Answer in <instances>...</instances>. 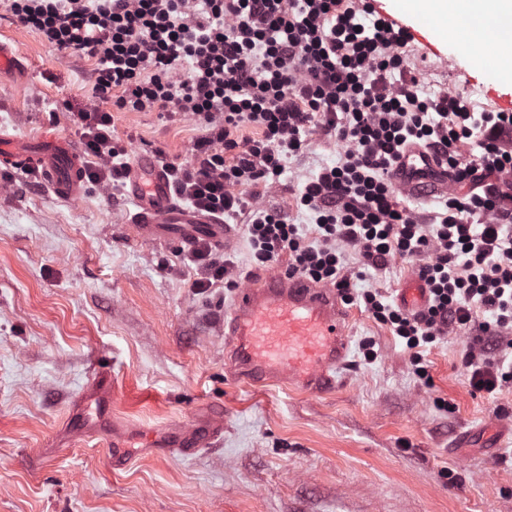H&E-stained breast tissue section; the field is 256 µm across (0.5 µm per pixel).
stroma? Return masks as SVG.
Here are the masks:
<instances>
[{
    "label": "stroma",
    "instance_id": "obj_1",
    "mask_svg": "<svg viewBox=\"0 0 512 512\" xmlns=\"http://www.w3.org/2000/svg\"><path fill=\"white\" fill-rule=\"evenodd\" d=\"M1 33L29 74L0 75V131L49 130L78 143L70 112L91 95L93 62L61 57L3 16ZM488 73L463 55L433 59L419 89L489 110ZM200 133L190 118L115 115L132 157L161 150L188 160ZM342 151L313 134L263 205L309 225L295 198ZM132 211L123 188L88 183L65 199L31 172L0 167V512H512V386L493 395L469 386L473 330L424 352V380L389 327L353 303L349 364L332 391L236 381L224 352L231 290L196 293L187 248L137 237ZM343 264L393 302L420 260L396 256L376 270L348 247ZM96 364L111 371L112 415L129 428L205 422L218 408L221 442L192 455L138 443L120 470L105 437L54 446Z\"/></svg>",
    "mask_w": 512,
    "mask_h": 512
}]
</instances>
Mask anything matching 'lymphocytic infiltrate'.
<instances>
[{
	"instance_id": "obj_1",
	"label": "lymphocytic infiltrate",
	"mask_w": 512,
	"mask_h": 512,
	"mask_svg": "<svg viewBox=\"0 0 512 512\" xmlns=\"http://www.w3.org/2000/svg\"><path fill=\"white\" fill-rule=\"evenodd\" d=\"M0 11L64 57L94 59L91 100L72 114L87 163L83 179L116 186L127 149L116 112H154L202 128L190 158L159 154L180 199L248 228L251 256L338 288L342 247L367 266L423 257L427 306L407 314L376 291L364 306L405 342L416 373L420 348L454 328L476 326L465 357L475 391L512 385V112L475 111L463 95H422L406 33L371 0H0ZM345 146L339 164L307 178L296 199L312 215L317 245L281 210L261 205L311 132ZM476 149L464 161L459 145ZM418 145L442 158L466 194H443L429 223L400 200L392 167ZM190 254L193 288L233 287L232 263L209 243ZM488 320L477 321L478 312ZM493 346L495 357H477Z\"/></svg>"
}]
</instances>
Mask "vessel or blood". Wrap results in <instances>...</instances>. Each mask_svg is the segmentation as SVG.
Returning <instances> with one entry per match:
<instances>
[{
    "mask_svg": "<svg viewBox=\"0 0 512 512\" xmlns=\"http://www.w3.org/2000/svg\"><path fill=\"white\" fill-rule=\"evenodd\" d=\"M396 24L410 34L412 41L431 47L446 42L448 36L462 39L473 57H488L498 52L488 30L457 22L442 27L431 15L406 18L394 14ZM0 166L27 169L40 174L56 194L75 197L82 190L81 161L74 146L51 132L27 140L0 134ZM451 180L435 157L421 147L407 148L398 160L393 181L397 189L418 196L446 191ZM136 211L132 228L138 237L149 241L191 243L203 238L217 248H226L230 232L223 220L176 202L166 172L157 160L138 154L130 166L125 186ZM428 289L415 280L398 295L407 311L421 310L427 303ZM349 313L336 288L274 267L238 287L224 313V346L235 377L255 384L276 382L322 394L334 389L335 374L347 364ZM72 439L107 435L117 452L113 468L124 467L120 447L137 436L112 419V377L94 369L70 419ZM222 422H213L207 431L187 426L164 433H147L154 448H180L191 454L220 442Z\"/></svg>",
    "mask_w": 512,
    "mask_h": 512,
    "instance_id": "b4317fda",
    "label": "vessel or blood"
}]
</instances>
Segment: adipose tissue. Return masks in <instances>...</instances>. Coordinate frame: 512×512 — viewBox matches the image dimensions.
<instances>
[{"label":"adipose tissue","instance_id":"ef3b65f1","mask_svg":"<svg viewBox=\"0 0 512 512\" xmlns=\"http://www.w3.org/2000/svg\"><path fill=\"white\" fill-rule=\"evenodd\" d=\"M397 5L406 14L427 11L451 23L461 17L479 25L492 19L496 40L504 48L495 56L493 67L499 75H512V54L507 51L512 45V0H398Z\"/></svg>","mask_w":512,"mask_h":512}]
</instances>
